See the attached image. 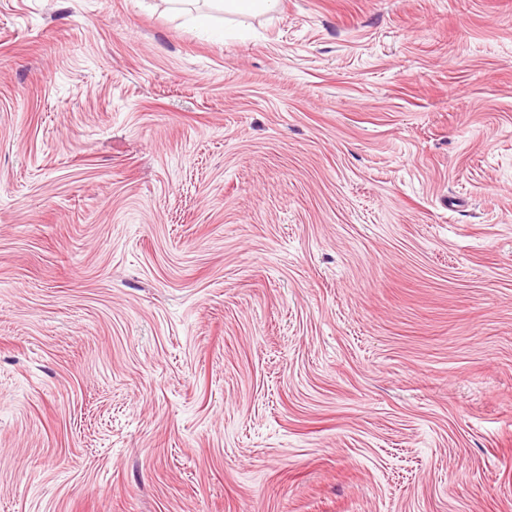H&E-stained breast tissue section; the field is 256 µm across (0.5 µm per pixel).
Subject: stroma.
<instances>
[{
  "label": "stroma",
  "instance_id": "stroma-1",
  "mask_svg": "<svg viewBox=\"0 0 512 512\" xmlns=\"http://www.w3.org/2000/svg\"><path fill=\"white\" fill-rule=\"evenodd\" d=\"M0 0V512H512V0ZM170 4V10L179 16L187 17V22L195 26L213 30L216 18L197 5L201 0H164ZM208 7L228 14L263 15L277 8L278 0H203Z\"/></svg>",
  "mask_w": 512,
  "mask_h": 512
}]
</instances>
